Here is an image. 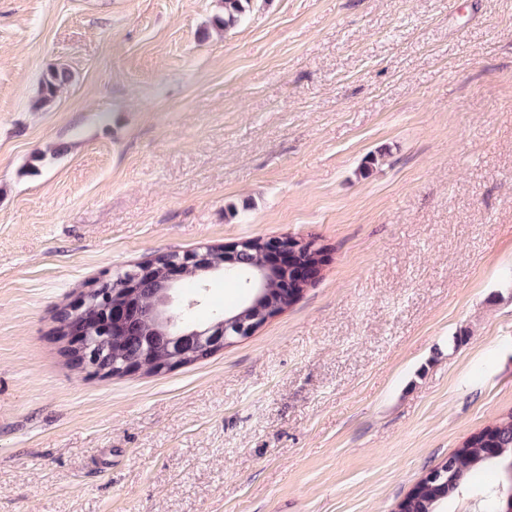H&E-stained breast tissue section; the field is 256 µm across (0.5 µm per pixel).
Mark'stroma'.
<instances>
[{
  "instance_id": "obj_1",
  "label": "stroma",
  "mask_w": 512,
  "mask_h": 512,
  "mask_svg": "<svg viewBox=\"0 0 512 512\" xmlns=\"http://www.w3.org/2000/svg\"><path fill=\"white\" fill-rule=\"evenodd\" d=\"M221 12L0 0V512H395L512 411V0ZM258 236L324 261L252 336L73 366L93 283ZM223 14L212 19V25L218 29L234 27L241 20L249 7L250 0H222ZM72 81V73L63 66H53L45 73L41 87L40 96L35 102L38 108H47L52 105L61 90Z\"/></svg>"
}]
</instances>
